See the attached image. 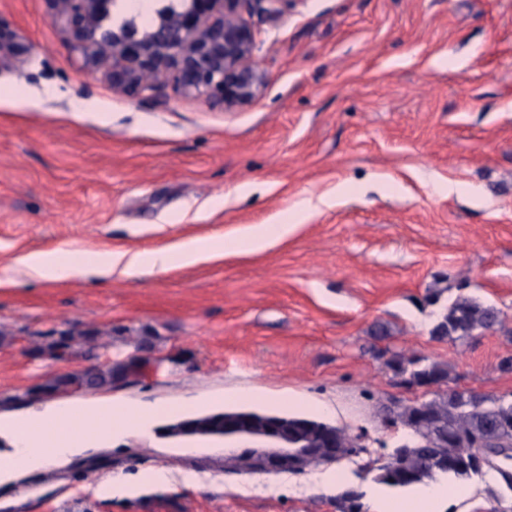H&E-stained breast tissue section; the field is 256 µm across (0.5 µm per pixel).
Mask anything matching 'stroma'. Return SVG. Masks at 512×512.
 <instances>
[{"instance_id":"obj_1","label":"stroma","mask_w":512,"mask_h":512,"mask_svg":"<svg viewBox=\"0 0 512 512\" xmlns=\"http://www.w3.org/2000/svg\"><path fill=\"white\" fill-rule=\"evenodd\" d=\"M48 0H0L27 48L0 67V274L62 244L93 251L231 238L300 218L288 243L105 283L0 289V400L106 361L143 362L110 395L189 413L253 389L362 437L366 452L266 477L224 465L261 437L194 443L160 423L0 488V512H336L348 491L413 512L363 464L394 448L388 408L425 400L392 353L447 365L449 387L512 401V0H298L255 17L266 84L227 109L171 88L131 97L85 70ZM499 309L497 330L432 339L458 295ZM107 332L67 362L46 337ZM203 484L139 487L150 467ZM121 474L134 490L88 493ZM476 512H512L495 472L468 482Z\"/></svg>"}]
</instances>
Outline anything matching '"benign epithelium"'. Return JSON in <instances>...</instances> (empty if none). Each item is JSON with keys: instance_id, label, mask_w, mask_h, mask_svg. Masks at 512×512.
Returning <instances> with one entry per match:
<instances>
[{"instance_id": "1", "label": "benign epithelium", "mask_w": 512, "mask_h": 512, "mask_svg": "<svg viewBox=\"0 0 512 512\" xmlns=\"http://www.w3.org/2000/svg\"><path fill=\"white\" fill-rule=\"evenodd\" d=\"M288 6L297 0H194L172 22L160 23L154 32L141 35L129 28L104 26L111 0H66L53 15L70 48L81 53L84 63L104 69L112 88L132 95L152 91L148 75L172 76L177 94L204 96L226 108L245 105L265 83L256 68L253 52L256 29L253 13L261 3ZM24 45L0 28V66L20 62ZM264 438L285 447L266 456V465L279 470L288 465V439L270 427Z\"/></svg>"}]
</instances>
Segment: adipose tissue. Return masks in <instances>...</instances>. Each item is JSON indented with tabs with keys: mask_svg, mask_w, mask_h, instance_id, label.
I'll use <instances>...</instances> for the list:
<instances>
[{
	"mask_svg": "<svg viewBox=\"0 0 512 512\" xmlns=\"http://www.w3.org/2000/svg\"><path fill=\"white\" fill-rule=\"evenodd\" d=\"M297 230L294 224H269L251 228L230 241L191 238L151 250L104 248L92 254L61 245L18 258L9 273L0 275V288L14 287L24 277L44 283L88 277L131 278L164 274L206 259L256 257L272 244L287 242ZM159 414V408L131 400L105 399L78 405L65 401L40 402L0 413V434L13 439L12 448L0 451V485H11L25 474L85 453L88 439H108L116 430L138 433Z\"/></svg>",
	"mask_w": 512,
	"mask_h": 512,
	"instance_id": "obj_1",
	"label": "adipose tissue"
}]
</instances>
